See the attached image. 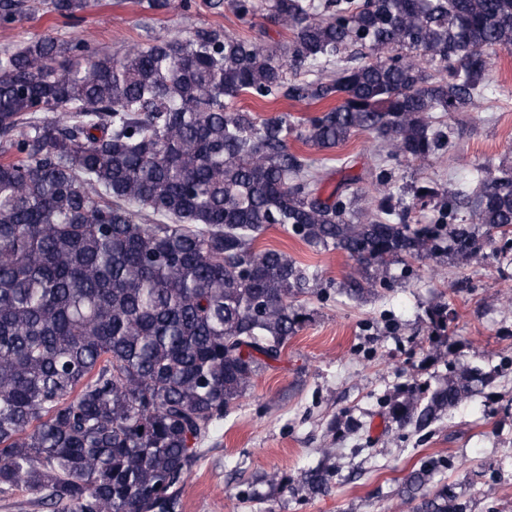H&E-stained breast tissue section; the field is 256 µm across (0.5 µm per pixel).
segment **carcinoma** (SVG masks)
<instances>
[{"label":"carcinoma","instance_id":"obj_1","mask_svg":"<svg viewBox=\"0 0 512 512\" xmlns=\"http://www.w3.org/2000/svg\"><path fill=\"white\" fill-rule=\"evenodd\" d=\"M51 5L71 18L88 3ZM229 7L244 22L259 10ZM266 18L291 34L281 51L202 32L122 56L52 37L0 55V494L21 487L46 512H173L224 411L306 321L295 299L317 275L255 248L268 228L355 260L352 295L444 242L470 262L475 224L512 234L511 166L473 192L411 187L435 202L414 226L387 173L371 209L349 176L325 197L327 159L288 144L365 131L388 162L428 159L447 140L433 113L467 109L491 53L512 50V0H269ZM351 46L358 64L288 78ZM243 95L320 108L261 118ZM486 382L474 368L416 386L393 418L425 429ZM427 473L409 475V499ZM414 512L461 510L435 497Z\"/></svg>","mask_w":512,"mask_h":512}]
</instances>
